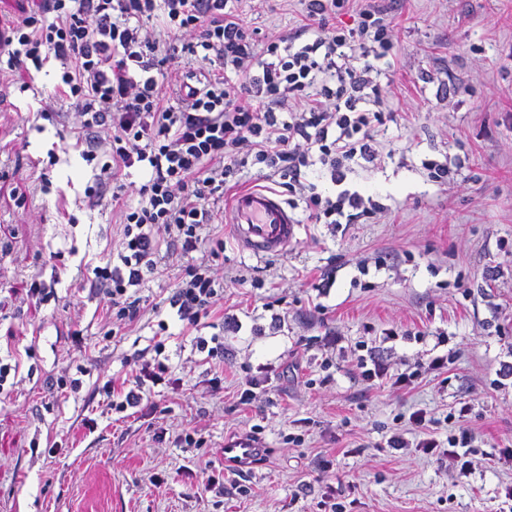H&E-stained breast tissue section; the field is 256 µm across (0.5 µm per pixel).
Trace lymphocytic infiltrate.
<instances>
[{"mask_svg": "<svg viewBox=\"0 0 512 512\" xmlns=\"http://www.w3.org/2000/svg\"><path fill=\"white\" fill-rule=\"evenodd\" d=\"M346 0H302L298 28L257 36L229 0H40L9 27L6 68L54 60L60 68L41 116L67 101L66 114L87 159L105 155L85 196L111 193L118 259L95 267L92 296L118 325L142 316L140 286L158 271L160 252L201 248L229 177L264 165L299 193L311 224H356L380 206L347 189L354 159L374 162V124L385 90L377 60L391 47L393 20L367 0L354 26L332 17ZM208 66L191 83L183 55ZM146 173L143 183L131 171ZM338 185L317 190L309 173ZM218 268L203 258L185 267L170 298L179 320L198 324L224 298Z\"/></svg>", "mask_w": 512, "mask_h": 512, "instance_id": "lymphocytic-infiltrate-1", "label": "lymphocytic infiltrate"}]
</instances>
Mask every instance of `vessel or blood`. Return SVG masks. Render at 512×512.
Here are the masks:
<instances>
[{
	"mask_svg": "<svg viewBox=\"0 0 512 512\" xmlns=\"http://www.w3.org/2000/svg\"><path fill=\"white\" fill-rule=\"evenodd\" d=\"M243 251L254 255H279L296 240L300 219L294 208L274 191L262 188L238 191L224 214ZM262 454L252 440L237 438L224 443V464L234 469L257 465Z\"/></svg>",
	"mask_w": 512,
	"mask_h": 512,
	"instance_id": "b4317fda",
	"label": "vessel or blood"
}]
</instances>
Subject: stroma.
Masks as SVG:
<instances>
[{
    "label": "stroma",
    "instance_id": "stroma-1",
    "mask_svg": "<svg viewBox=\"0 0 512 512\" xmlns=\"http://www.w3.org/2000/svg\"><path fill=\"white\" fill-rule=\"evenodd\" d=\"M234 7L262 35L302 14L300 0ZM389 8L390 112L375 165L350 176L382 213L343 230L301 224L277 256L208 225L229 284L196 329L168 303L193 259L177 254L142 288L141 320L105 338L85 288L118 244L110 199L85 204L100 163L67 122L37 115L55 62L0 72L12 86L0 101V361L18 366L0 385V512H512V0ZM430 162L448 164L452 183L432 181ZM36 279L53 286L42 303L28 295ZM211 336L223 360L199 351ZM138 354L168 381L145 382L147 404L112 410L106 384L135 379ZM375 361L388 375L366 379ZM402 373L412 381L400 387ZM249 433L263 460L225 469V439ZM396 433L406 449L389 447ZM427 434L443 447L473 437L470 474L419 449ZM218 471L223 494L201 493Z\"/></svg>",
    "mask_w": 512,
    "mask_h": 512
}]
</instances>
